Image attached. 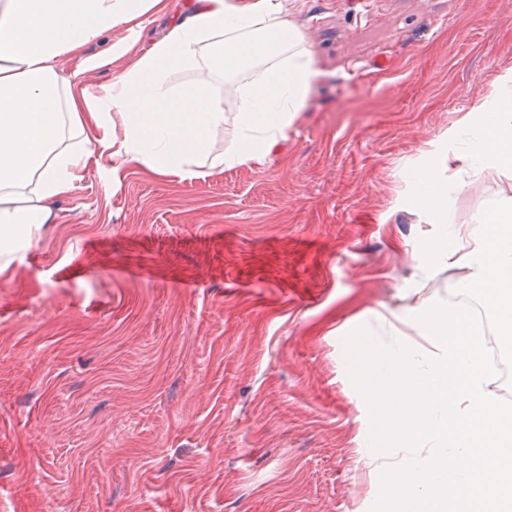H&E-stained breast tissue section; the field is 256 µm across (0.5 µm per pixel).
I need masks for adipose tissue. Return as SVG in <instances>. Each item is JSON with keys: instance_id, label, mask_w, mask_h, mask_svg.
<instances>
[{"instance_id": "adipose-tissue-1", "label": "adipose tissue", "mask_w": 512, "mask_h": 512, "mask_svg": "<svg viewBox=\"0 0 512 512\" xmlns=\"http://www.w3.org/2000/svg\"><path fill=\"white\" fill-rule=\"evenodd\" d=\"M167 0H0V233L37 237L55 215L52 200L69 196L90 164L113 172L135 165L159 175L205 176L207 168L261 161L286 141L307 100L313 60L279 0H196L191 16L112 81L90 95L81 77L130 54L123 41L89 55L85 49L113 27ZM226 69L251 61L250 81L230 77L223 92L209 78L214 55ZM131 55V54H130ZM78 61L70 77L61 58ZM198 72L173 87L172 74ZM237 110L224 115V97ZM477 122L456 130L449 164L470 183L491 174L512 178V76L474 107ZM235 142L224 148V123ZM421 199L440 224L438 257L465 269L463 285L483 289L512 334V194L472 223L448 222V192L435 168L421 175Z\"/></svg>"}]
</instances>
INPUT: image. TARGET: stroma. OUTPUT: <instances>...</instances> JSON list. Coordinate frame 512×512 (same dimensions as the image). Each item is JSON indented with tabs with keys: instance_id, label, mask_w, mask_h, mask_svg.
I'll return each mask as SVG.
<instances>
[{
	"instance_id": "obj_1",
	"label": "stroma",
	"mask_w": 512,
	"mask_h": 512,
	"mask_svg": "<svg viewBox=\"0 0 512 512\" xmlns=\"http://www.w3.org/2000/svg\"><path fill=\"white\" fill-rule=\"evenodd\" d=\"M319 73L202 179L89 168L0 274V512H370L345 338L450 299L416 172L512 72V0H282ZM189 0L112 40L147 51ZM456 224L506 187L440 169Z\"/></svg>"
}]
</instances>
